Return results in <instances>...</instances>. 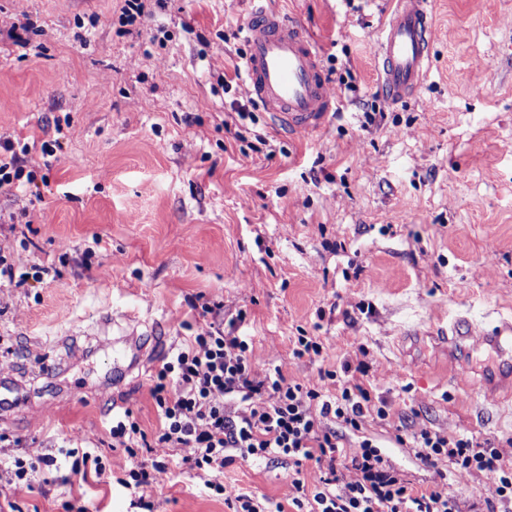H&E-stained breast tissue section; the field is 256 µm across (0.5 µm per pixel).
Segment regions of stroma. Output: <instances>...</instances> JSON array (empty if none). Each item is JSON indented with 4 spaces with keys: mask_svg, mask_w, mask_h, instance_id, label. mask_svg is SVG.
I'll return each instance as SVG.
<instances>
[{
    "mask_svg": "<svg viewBox=\"0 0 512 512\" xmlns=\"http://www.w3.org/2000/svg\"><path fill=\"white\" fill-rule=\"evenodd\" d=\"M427 2L430 69L392 102L375 63L391 0H270L345 83L326 131L298 139L273 130L234 74L251 0H145L129 26L123 0H0V139L60 143L38 181L0 194V254L19 275L59 271L0 283V381L24 395L0 431L31 458L89 436L107 474L89 477L85 498L139 512L118 482L111 408L154 432L153 375L204 328L199 299L228 319L245 312L258 372L317 386L321 371L367 363L362 382L392 418L366 417L347 454L373 439L414 486L483 502V473L423 464L395 435L467 434L512 462V376L487 374L480 337L453 351L440 335L458 317L489 329L512 316V0ZM24 13L35 27L23 48L7 30ZM24 212L46 220L9 223ZM302 330L322 357L293 355ZM126 345L142 360L116 383ZM194 454L139 449L166 464L158 512H230L183 474ZM293 471L238 458L224 480L284 503ZM69 497L51 472L1 482L0 512H64Z\"/></svg>",
    "mask_w": 512,
    "mask_h": 512,
    "instance_id": "obj_1",
    "label": "stroma"
}]
</instances>
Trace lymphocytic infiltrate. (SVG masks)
<instances>
[{
  "instance_id": "1",
  "label": "lymphocytic infiltrate",
  "mask_w": 512,
  "mask_h": 512,
  "mask_svg": "<svg viewBox=\"0 0 512 512\" xmlns=\"http://www.w3.org/2000/svg\"><path fill=\"white\" fill-rule=\"evenodd\" d=\"M55 142L0 141V193L17 188L32 150L42 157L55 154ZM221 304H202L213 315L196 336L165 357L155 374L150 395L157 410L154 437H147L131 413L112 417L113 442L128 456L121 470L125 488L140 492L143 512H156L155 503L142 494L152 484L164 462L145 463L138 449L195 448L194 457L182 465L189 475L208 474L207 486L222 495L231 512H467L466 505L445 485L418 490L386 461L378 445L365 439L354 455L343 451L345 436L361 429L367 414L389 420L387 403L373 404L363 385L351 382V372L367 374L365 363L343 364L327 372L336 388L322 389L287 379L280 369L258 374L250 359L251 337L239 334L237 325L217 321ZM332 425H325V418ZM422 462L447 461L456 470L478 471L490 481L487 512H512V463L504 462L490 441L468 436L445 437L424 430L413 434ZM259 461L291 460L295 466L310 462L320 473L317 484L293 476V495L287 503H262L242 488L224 483L220 476L235 456ZM351 468L359 481L338 491L342 470Z\"/></svg>"
}]
</instances>
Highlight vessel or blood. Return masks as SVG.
<instances>
[{"label": "vessel or blood", "mask_w": 512, "mask_h": 512, "mask_svg": "<svg viewBox=\"0 0 512 512\" xmlns=\"http://www.w3.org/2000/svg\"><path fill=\"white\" fill-rule=\"evenodd\" d=\"M254 0L244 27L243 73L250 93L282 128L306 137L323 131L336 109L316 45L302 26ZM433 18L425 0H396L378 44L380 81L389 100L414 95L429 65ZM483 342L512 352V318L499 320Z\"/></svg>", "instance_id": "vessel-or-blood-1"}]
</instances>
